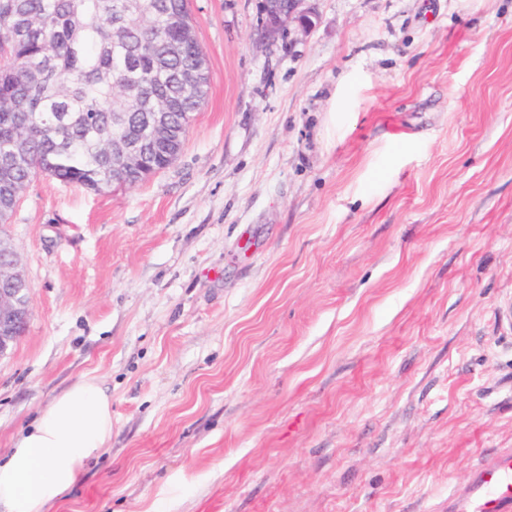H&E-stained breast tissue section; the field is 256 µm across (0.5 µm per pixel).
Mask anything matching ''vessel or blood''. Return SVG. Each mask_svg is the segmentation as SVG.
<instances>
[{
	"label": "vessel or blood",
	"instance_id": "obj_1",
	"mask_svg": "<svg viewBox=\"0 0 512 512\" xmlns=\"http://www.w3.org/2000/svg\"><path fill=\"white\" fill-rule=\"evenodd\" d=\"M448 512H512V448L482 457L449 494Z\"/></svg>",
	"mask_w": 512,
	"mask_h": 512
}]
</instances>
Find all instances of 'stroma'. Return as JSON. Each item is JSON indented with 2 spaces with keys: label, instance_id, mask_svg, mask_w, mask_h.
Instances as JSON below:
<instances>
[{
  "label": "stroma",
  "instance_id": "35a3bbf8",
  "mask_svg": "<svg viewBox=\"0 0 512 512\" xmlns=\"http://www.w3.org/2000/svg\"><path fill=\"white\" fill-rule=\"evenodd\" d=\"M193 0L204 105L163 172L44 175L0 457L85 377L112 439L47 512H437L512 448V0ZM305 0H262L260 23L270 37L284 36L288 33L292 21L297 22L304 33L314 26L312 13L301 9Z\"/></svg>",
  "mask_w": 512,
  "mask_h": 512
}]
</instances>
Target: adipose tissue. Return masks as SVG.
Instances as JSON below:
<instances>
[{"instance_id":"adipose-tissue-1","label":"adipose tissue","mask_w":512,"mask_h":512,"mask_svg":"<svg viewBox=\"0 0 512 512\" xmlns=\"http://www.w3.org/2000/svg\"><path fill=\"white\" fill-rule=\"evenodd\" d=\"M111 439L110 396L96 379L76 382L0 458V512H46Z\"/></svg>"}]
</instances>
